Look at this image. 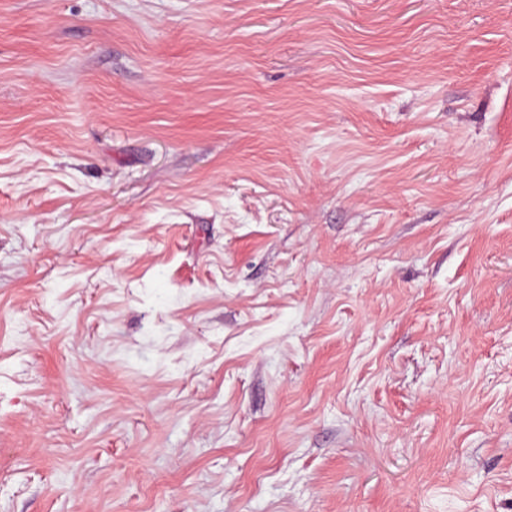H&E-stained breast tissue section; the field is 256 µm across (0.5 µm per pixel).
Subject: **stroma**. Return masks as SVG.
<instances>
[{
	"mask_svg": "<svg viewBox=\"0 0 512 512\" xmlns=\"http://www.w3.org/2000/svg\"><path fill=\"white\" fill-rule=\"evenodd\" d=\"M0 512H512V0H0Z\"/></svg>",
	"mask_w": 512,
	"mask_h": 512,
	"instance_id": "obj_1",
	"label": "stroma"
}]
</instances>
